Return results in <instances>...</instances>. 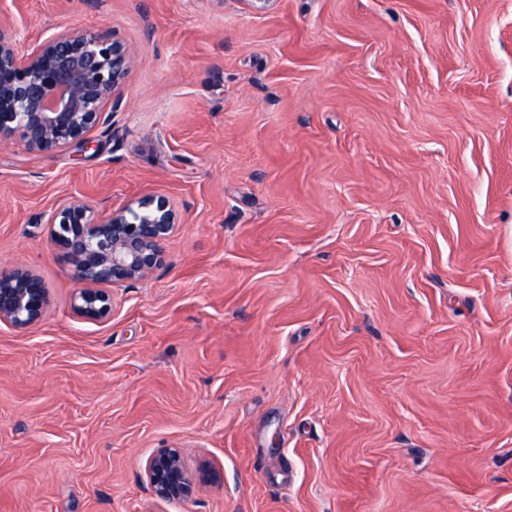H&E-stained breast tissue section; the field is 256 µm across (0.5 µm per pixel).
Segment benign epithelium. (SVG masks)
<instances>
[{
	"mask_svg": "<svg viewBox=\"0 0 512 512\" xmlns=\"http://www.w3.org/2000/svg\"><path fill=\"white\" fill-rule=\"evenodd\" d=\"M134 65L129 46L91 32H60L31 49L0 25V141L19 138L30 151L63 150L90 142L121 104ZM53 249L73 267L78 283L72 310L82 319L112 316V287L142 280L166 264V244L180 226L173 201L146 193L118 209L64 202L50 212ZM52 300L41 277L17 265L0 275V325L16 331L41 322ZM214 466L192 469L178 446L155 449L145 465L151 495L168 502L192 499L204 483L220 485Z\"/></svg>",
	"mask_w": 512,
	"mask_h": 512,
	"instance_id": "1",
	"label": "benign epithelium"
}]
</instances>
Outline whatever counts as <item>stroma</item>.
Listing matches in <instances>:
<instances>
[{"label": "stroma", "instance_id": "35a3bbf8", "mask_svg": "<svg viewBox=\"0 0 512 512\" xmlns=\"http://www.w3.org/2000/svg\"><path fill=\"white\" fill-rule=\"evenodd\" d=\"M136 62L88 146L0 143V512H512V0H0ZM152 190L167 263L71 310L47 216ZM177 445L223 485L146 489ZM52 300L41 277L31 269L17 265L0 276V325L16 331L27 330L41 322Z\"/></svg>", "mask_w": 512, "mask_h": 512}]
</instances>
